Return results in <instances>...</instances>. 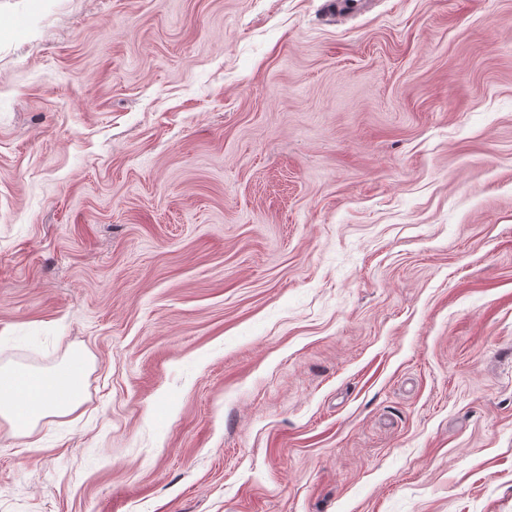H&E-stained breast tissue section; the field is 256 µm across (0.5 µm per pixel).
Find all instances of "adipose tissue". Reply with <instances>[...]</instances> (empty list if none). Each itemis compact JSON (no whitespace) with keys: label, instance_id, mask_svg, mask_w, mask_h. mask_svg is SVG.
Here are the masks:
<instances>
[{"label":"adipose tissue","instance_id":"1","mask_svg":"<svg viewBox=\"0 0 512 512\" xmlns=\"http://www.w3.org/2000/svg\"><path fill=\"white\" fill-rule=\"evenodd\" d=\"M85 362V353L75 350L49 371L0 366V424L27 437L41 421L74 413L85 398Z\"/></svg>","mask_w":512,"mask_h":512}]
</instances>
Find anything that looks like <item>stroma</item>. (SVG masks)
Listing matches in <instances>:
<instances>
[{
	"label": "stroma",
	"instance_id": "stroma-1",
	"mask_svg": "<svg viewBox=\"0 0 512 512\" xmlns=\"http://www.w3.org/2000/svg\"><path fill=\"white\" fill-rule=\"evenodd\" d=\"M0 512H512V0H0ZM85 362V353L73 350L50 371L0 366V425L29 437L41 421L74 413L85 398Z\"/></svg>",
	"mask_w": 512,
	"mask_h": 512
}]
</instances>
